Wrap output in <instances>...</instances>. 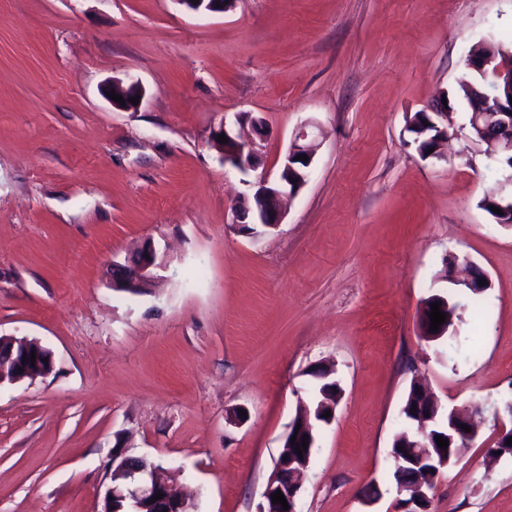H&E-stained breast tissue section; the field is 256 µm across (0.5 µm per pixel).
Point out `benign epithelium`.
I'll use <instances>...</instances> for the list:
<instances>
[{
	"instance_id": "benign-epithelium-1",
	"label": "benign epithelium",
	"mask_w": 512,
	"mask_h": 512,
	"mask_svg": "<svg viewBox=\"0 0 512 512\" xmlns=\"http://www.w3.org/2000/svg\"><path fill=\"white\" fill-rule=\"evenodd\" d=\"M177 2L191 13L216 14L225 12L234 0ZM468 68L482 76L479 91L481 109L475 112L472 125L480 136H486L488 130H493L492 145L503 153L512 154V59L501 58L491 51L470 61ZM111 91L125 100L123 105L115 101L112 105L127 111L138 109L130 99L144 96L143 88L137 80L125 83L114 79L106 88V92ZM432 112L442 118V122L436 123L441 139L432 152V156L439 160L442 158V146L448 143V111L434 107ZM243 121L251 124L255 132L254 138L247 141L240 139L232 126L224 122L212 133L211 145L222 154L224 163L247 175L258 165L260 142L267 138L269 130L261 117H253L247 113L237 114L236 123ZM221 134L227 137V142H218ZM317 147L316 140L309 138L306 127H301L291 142L278 174L273 178H261L252 184L253 192L245 196L233 212V223L253 226L250 231L253 236L257 235L254 230L256 226L274 228L280 224L283 217L282 199L286 195H297L306 184ZM299 155L308 156V160L297 159ZM160 266L154 245L146 242L133 259L112 264V287L131 294H141L151 287V283L155 281L154 269ZM460 269L466 272L460 283L466 287L472 286L473 271L477 266L466 258L461 260L456 256L449 274L452 275ZM8 343L11 344L8 355L0 356V385L5 382L14 384L33 380L53 370V355L45 357L38 354L36 358H31L30 349L39 347V341L0 336V348ZM45 358L48 359L46 363L43 362ZM413 386L429 415L417 416V430L407 435L408 444L402 449L404 459L393 471L399 505L397 512H433L431 506L435 479L442 469L448 467L451 459L425 451L432 440L429 430L435 425L443 424L446 427L448 447L468 448L479 435L477 415L480 408L444 412L438 402L433 400L427 387L417 381L413 382ZM335 408L336 401L326 397H315L308 403L300 404V413L293 421V424L300 425L296 441L283 443V456L275 461L262 493L263 504L259 512H283L282 505L272 503L271 495L277 491L284 495L289 506L288 512H296L301 489L299 479L310 465L313 444H308V448L302 449L300 454L295 452V447L302 445L303 436L313 437L318 423H329L330 419L323 417V414L327 411L333 413ZM464 425L469 427V431H463ZM159 469L160 466L142 457L127 456L122 451L115 453L109 472L110 481L103 495L104 504L113 505V509L106 508L103 512H188V500L159 477ZM158 492L164 494V497L157 500L155 496Z\"/></svg>"
}]
</instances>
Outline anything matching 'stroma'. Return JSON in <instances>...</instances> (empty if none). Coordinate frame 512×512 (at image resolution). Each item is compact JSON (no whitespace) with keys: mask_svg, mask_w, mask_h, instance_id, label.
<instances>
[{"mask_svg":"<svg viewBox=\"0 0 512 512\" xmlns=\"http://www.w3.org/2000/svg\"><path fill=\"white\" fill-rule=\"evenodd\" d=\"M485 40L512 41V0H235L209 15L0 0V336L55 358L0 386V512H101L121 450L167 468L196 512H258L324 364L341 394L298 512H391L415 379L442 409H485L434 512H512V456L486 454L512 404V226L479 206L489 189L511 197L512 175L468 138L466 113H451L442 160L406 130ZM115 78L142 83L138 110L104 97ZM242 112L270 131L246 176L210 145ZM308 121L306 185L282 224L243 232L238 195L277 174ZM147 241L158 286L116 291L112 262ZM450 254L488 274L480 306L444 280ZM434 293L463 308L429 342L418 317Z\"/></svg>","mask_w":512,"mask_h":512,"instance_id":"obj_1","label":"stroma"}]
</instances>
